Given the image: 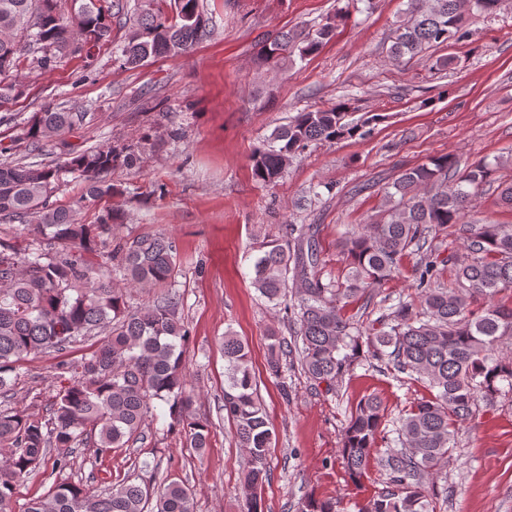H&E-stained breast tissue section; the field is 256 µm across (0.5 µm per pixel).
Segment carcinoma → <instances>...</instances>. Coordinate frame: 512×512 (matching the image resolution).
Here are the masks:
<instances>
[{
    "instance_id": "1",
    "label": "carcinoma",
    "mask_w": 512,
    "mask_h": 512,
    "mask_svg": "<svg viewBox=\"0 0 512 512\" xmlns=\"http://www.w3.org/2000/svg\"><path fill=\"white\" fill-rule=\"evenodd\" d=\"M504 0H408L410 20L398 27L392 59L465 38V9L494 14ZM122 30L115 61L136 69L159 56H182L217 30L204 0H0V100L22 93L17 72L27 60L40 71L69 57L94 62L96 50ZM336 17L313 34L304 30L269 35L257 54L261 66L303 59L331 39ZM342 105L303 110L274 132L252 155L254 177L274 185L291 158L312 144L345 135H366L345 121ZM91 122L79 103L45 105L32 113L22 141L0 162V221L30 227L61 248L20 249L0 240V395L11 390L16 365L30 355L64 351L99 333L103 344L56 369L63 384L48 417L0 409V512H12L16 482L51 465L71 466L79 447L104 454L143 441L153 403L169 405L168 432L191 448L208 447L209 424L192 413L185 352L190 332L172 288L179 273L174 241L161 234L114 237L125 213L112 205L123 189L112 170L136 164L129 144L71 146L61 163L39 159L44 145ZM494 167L482 162L461 170L448 155L401 172L383 188L380 219L347 231L341 249L348 262L342 281L323 282L313 225L287 224L278 235L256 234L252 286L267 302L282 304L288 280L299 283L294 344L301 370L315 384L333 390L358 365L377 361L424 381L435 391L404 413L393 446L376 458L385 487L361 512H436L447 501L439 487L455 450L456 425L467 420L478 398L488 401L512 391V357L499 355L512 339V306L492 303L512 289V224L463 223ZM67 174L84 183L79 197L63 206L53 200ZM462 234L470 257L439 259L448 237ZM407 254L419 256L416 292L383 307L369 325L343 314L342 305L363 301L375 287L400 273ZM453 263L454 286L439 281L440 266ZM129 288H161L152 303L131 308ZM489 300L477 305V299ZM267 367L281 372L291 344L270 331ZM224 413L245 450L242 493L247 512H262L257 489L267 479L272 430L253 384L249 351L232 331L224 332ZM382 399L362 397L351 414L340 449L350 478L367 472L384 422ZM26 512H193L190 487L182 480L155 485L115 479L95 494L81 482L61 481L29 504Z\"/></svg>"
}]
</instances>
